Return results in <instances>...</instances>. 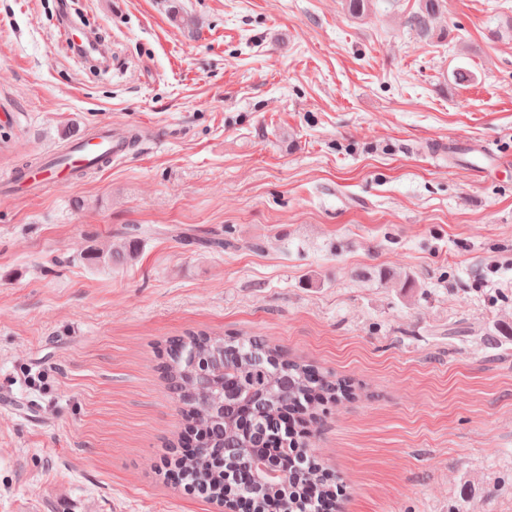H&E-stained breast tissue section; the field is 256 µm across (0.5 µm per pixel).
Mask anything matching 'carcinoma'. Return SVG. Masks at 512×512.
Instances as JSON below:
<instances>
[{"label":"carcinoma","mask_w":512,"mask_h":512,"mask_svg":"<svg viewBox=\"0 0 512 512\" xmlns=\"http://www.w3.org/2000/svg\"><path fill=\"white\" fill-rule=\"evenodd\" d=\"M439 7V0H422L414 24L426 26ZM134 252L126 245L92 259L117 264ZM159 369L181 404L189 432L205 437L208 448L224 449L222 468L211 454L186 464L201 494L218 495L228 480L257 508L273 499L287 504L288 512H342L341 479L326 471L306 442L288 443L296 459L290 467L256 449L275 434L283 410L296 408L302 420L313 422L323 404L358 398V382L295 360L261 338H223L204 330L169 338Z\"/></svg>","instance_id":"obj_1"}]
</instances>
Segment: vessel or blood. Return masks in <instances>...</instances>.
I'll list each match as a JSON object with an SVG mask.
<instances>
[{
	"label": "vessel or blood",
	"instance_id": "vessel-or-blood-1",
	"mask_svg": "<svg viewBox=\"0 0 512 512\" xmlns=\"http://www.w3.org/2000/svg\"><path fill=\"white\" fill-rule=\"evenodd\" d=\"M127 152L123 132L107 125L99 128L94 134L82 135L71 142L66 161L49 167L37 165L21 175L9 173L0 177V187L11 191L18 187L37 189L49 185L64 186L74 179L77 171L105 162L122 160Z\"/></svg>",
	"mask_w": 512,
	"mask_h": 512
}]
</instances>
